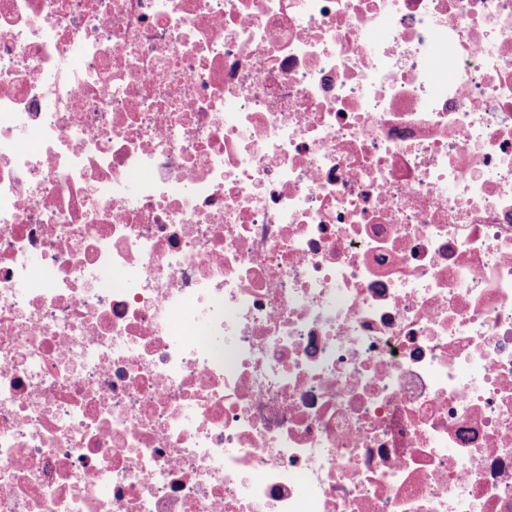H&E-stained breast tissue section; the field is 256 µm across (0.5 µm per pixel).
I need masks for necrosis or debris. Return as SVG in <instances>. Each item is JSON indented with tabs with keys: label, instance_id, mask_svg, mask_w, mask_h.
I'll list each match as a JSON object with an SVG mask.
<instances>
[{
	"label": "necrosis or debris",
	"instance_id": "necrosis-or-debris-1",
	"mask_svg": "<svg viewBox=\"0 0 512 512\" xmlns=\"http://www.w3.org/2000/svg\"><path fill=\"white\" fill-rule=\"evenodd\" d=\"M0 512H512V0H0Z\"/></svg>",
	"mask_w": 512,
	"mask_h": 512
}]
</instances>
